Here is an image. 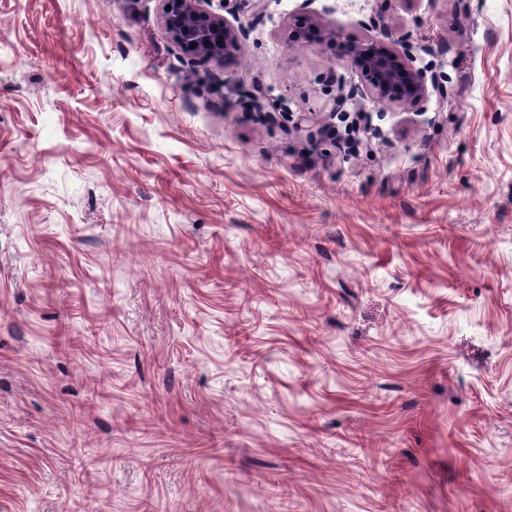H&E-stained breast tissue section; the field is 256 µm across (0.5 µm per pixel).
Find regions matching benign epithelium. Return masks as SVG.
Wrapping results in <instances>:
<instances>
[{
  "label": "benign epithelium",
  "mask_w": 512,
  "mask_h": 512,
  "mask_svg": "<svg viewBox=\"0 0 512 512\" xmlns=\"http://www.w3.org/2000/svg\"><path fill=\"white\" fill-rule=\"evenodd\" d=\"M165 33L196 67L222 69L238 48L243 29L211 8L213 0H161ZM324 29L313 22L300 25L295 38L310 42ZM346 65L361 70L372 96L384 104H407L423 99L428 86L423 73L408 62L403 39L388 32L349 46Z\"/></svg>",
  "instance_id": "1"
}]
</instances>
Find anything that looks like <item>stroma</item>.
I'll list each match as a JSON object with an SVG mask.
<instances>
[{
    "instance_id": "35a3bbf8",
    "label": "stroma",
    "mask_w": 512,
    "mask_h": 512,
    "mask_svg": "<svg viewBox=\"0 0 512 512\" xmlns=\"http://www.w3.org/2000/svg\"><path fill=\"white\" fill-rule=\"evenodd\" d=\"M238 20L0 0V512H512V0ZM159 1L165 33L181 47L191 63L210 70L224 69L238 48L242 27L214 11L210 4L213 0ZM191 43L196 46L191 48ZM408 54L405 41L387 32L382 39L352 43L343 60L347 66L361 70L370 93L378 102L407 104L422 100L428 94L425 77L409 64Z\"/></svg>"
}]
</instances>
